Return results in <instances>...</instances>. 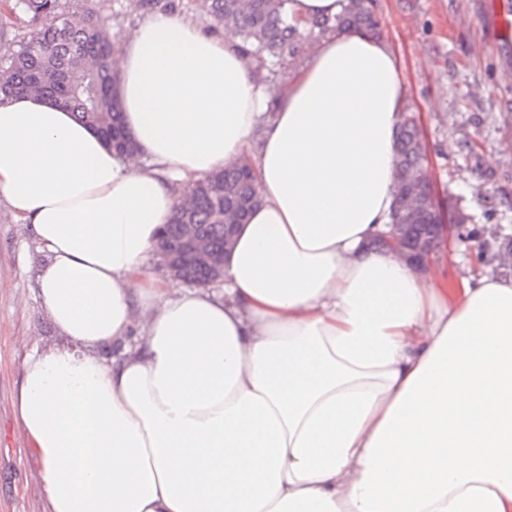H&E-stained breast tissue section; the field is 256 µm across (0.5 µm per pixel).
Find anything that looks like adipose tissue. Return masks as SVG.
I'll return each mask as SVG.
<instances>
[{"label":"adipose tissue","instance_id":"1","mask_svg":"<svg viewBox=\"0 0 512 512\" xmlns=\"http://www.w3.org/2000/svg\"><path fill=\"white\" fill-rule=\"evenodd\" d=\"M116 72L132 156L49 100L0 103V201L66 340L15 402L47 512H512V277L448 304L377 246L403 106L384 42L321 39L268 122L235 39L182 16L145 19ZM247 154L262 203L223 295L153 275L179 188Z\"/></svg>","mask_w":512,"mask_h":512}]
</instances>
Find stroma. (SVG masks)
I'll list each match as a JSON object with an SVG mask.
<instances>
[{"mask_svg":"<svg viewBox=\"0 0 512 512\" xmlns=\"http://www.w3.org/2000/svg\"><path fill=\"white\" fill-rule=\"evenodd\" d=\"M404 103L420 119L442 204L482 228L490 274L512 276L497 255L512 233V52L491 12L512 0H377ZM149 15L137 0H105L102 21L116 42ZM48 263L28 225L0 204V512H45L41 468L15 412L24 362L64 345L38 295ZM475 275L460 241L435 257L430 278L453 302Z\"/></svg>","mask_w":512,"mask_h":512,"instance_id":"35a3bbf8","label":"stroma"}]
</instances>
